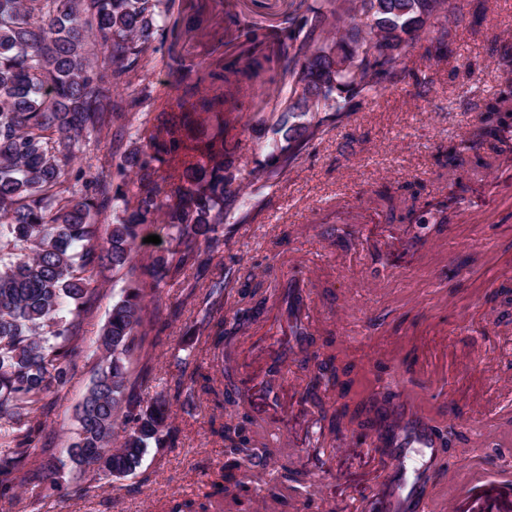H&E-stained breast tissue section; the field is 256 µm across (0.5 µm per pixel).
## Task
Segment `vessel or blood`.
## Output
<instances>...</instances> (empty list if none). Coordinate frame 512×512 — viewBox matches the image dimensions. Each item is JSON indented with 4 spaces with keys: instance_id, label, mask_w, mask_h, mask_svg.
I'll use <instances>...</instances> for the list:
<instances>
[{
    "instance_id": "1",
    "label": "vessel or blood",
    "mask_w": 512,
    "mask_h": 512,
    "mask_svg": "<svg viewBox=\"0 0 512 512\" xmlns=\"http://www.w3.org/2000/svg\"><path fill=\"white\" fill-rule=\"evenodd\" d=\"M402 426L391 437V460L381 470L377 491L386 512H426L436 491L428 475L435 465L440 444L429 418L414 398L399 399Z\"/></svg>"
}]
</instances>
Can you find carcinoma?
Segmentation results:
<instances>
[{
	"mask_svg": "<svg viewBox=\"0 0 512 512\" xmlns=\"http://www.w3.org/2000/svg\"><path fill=\"white\" fill-rule=\"evenodd\" d=\"M164 0H0V498H16L14 476L23 472L30 504L45 497L36 488L65 467L79 479L122 477L140 466L150 444L171 436L170 403L164 397L140 399L130 381L127 360L142 347L138 335L151 323L148 294L185 277L200 263V241L215 248L237 195L239 172L237 124L242 121L240 94L260 74L276 71L286 86L275 103L279 113L266 155L249 172L250 183L282 178L297 148L323 132L321 112H353L409 70L410 51L422 40L436 59L447 56L464 22L484 15L466 12L459 0H302L277 38V52L262 49L266 34L253 32L238 58L224 63V93L191 94L176 110L157 118L147 136L149 150L128 158L137 191L122 192L123 216L112 225L106 243L96 242L104 202L78 192L106 186L104 175L68 166L76 149L105 121L112 82L98 71L93 46L110 50L118 80L134 72L147 79L145 52L164 14ZM372 14L375 25L360 18ZM437 25L429 28L428 22ZM487 146L498 156H512V80L484 102L472 136L448 149V159ZM162 221L170 231L167 254L141 265V279L112 304L98 349L96 377L77 410L78 429L63 457L36 456L32 445L47 428L49 393L64 390L81 352L77 328L88 310L94 276L109 266L136 258L139 231ZM282 318L296 346H284L273 359L277 373L288 356L299 354L311 365L301 402L317 408L331 432L351 424L362 434H376L387 447V431L400 411L392 396L371 391L355 404L347 401L358 367L339 358L334 339L317 344L297 314L299 296L281 294ZM267 301L260 288L245 289L235 302L234 322L208 311L212 346L231 356L233 336L245 328ZM215 396L224 391L212 378L196 390ZM224 423L217 434L224 443L220 490L236 512H254L252 478L242 462L265 468L275 448L252 449L248 416L233 398L220 401ZM122 429L119 445L116 430Z\"/></svg>",
	"mask_w": 512,
	"mask_h": 512,
	"instance_id": "obj_1",
	"label": "carcinoma"
}]
</instances>
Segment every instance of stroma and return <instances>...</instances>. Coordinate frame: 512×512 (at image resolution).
<instances>
[{
  "label": "stroma",
  "mask_w": 512,
  "mask_h": 512,
  "mask_svg": "<svg viewBox=\"0 0 512 512\" xmlns=\"http://www.w3.org/2000/svg\"><path fill=\"white\" fill-rule=\"evenodd\" d=\"M481 5L484 19L460 26L452 55L438 61L423 47L412 50L397 85L358 111L328 117L319 138L300 152L276 186L259 197L242 188L245 221L225 224L218 250H202L204 269L189 270L186 283L170 284L147 300L154 317L148 345L129 363L143 400L162 395L173 412L164 447L148 448L139 468L121 478L99 480L92 492L63 475L47 492L42 512H166L171 499L203 502L218 491L224 464L222 442L213 432L219 417L213 402L188 398L179 389L178 359L200 366L216 383L232 379L246 395L252 423L285 435L293 466L308 471L307 483L291 495L299 512H378L377 456L348 430L324 434L318 413L302 404L305 371L289 363L287 378L266 392V368L284 342L270 336L280 325L276 303L265 305L249 329L236 336L232 373L214 360L200 327L211 306L210 286L225 282V324H232L237 291L286 282L306 289L304 313L314 336L332 331L345 355L363 349L378 366L382 384L424 394L438 427L443 410L461 411L460 439L446 446L441 498L450 512H483L482 484L512 486V466L493 459L512 445V306L496 299L512 290V271L487 286L494 266L512 268V157L489 149L449 162L448 149L468 136L486 98L496 93L512 58V0H465ZM299 0H169L161 30L148 47L150 97L134 104L139 84L114 86L105 123L92 132L74 168L100 172L110 188L131 190L120 176L129 153L144 144L143 115L171 111L188 86L176 62L200 65L198 94L223 93L213 77L226 53L256 24L274 32L293 15ZM236 14L239 26L227 23ZM431 90L422 94L419 79ZM272 117L254 115L240 131L238 166L250 172L274 137ZM468 185L444 224L419 226L403 219L411 204L449 197L456 182ZM390 188L393 198L380 192ZM129 268L106 271L98 281L79 330L83 349L66 389L47 396L49 428L41 447H69L77 429L76 409L97 369L98 340L113 302L134 283ZM355 340H348V333Z\"/></svg>",
  "instance_id": "1"
}]
</instances>
